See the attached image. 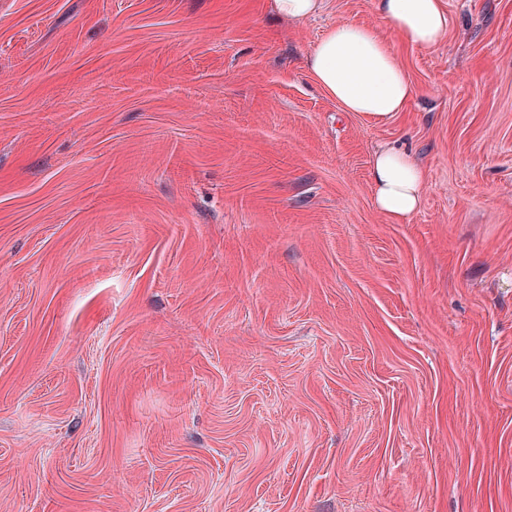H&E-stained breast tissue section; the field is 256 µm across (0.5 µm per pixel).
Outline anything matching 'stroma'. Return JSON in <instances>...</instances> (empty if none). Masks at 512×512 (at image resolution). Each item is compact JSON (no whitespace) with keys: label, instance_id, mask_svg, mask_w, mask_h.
<instances>
[{"label":"stroma","instance_id":"stroma-1","mask_svg":"<svg viewBox=\"0 0 512 512\" xmlns=\"http://www.w3.org/2000/svg\"><path fill=\"white\" fill-rule=\"evenodd\" d=\"M442 4L0 0V512H512V0ZM340 22L396 117L309 73ZM320 0H275V9L289 19L301 21L317 11ZM375 7L410 44L431 47L445 36L448 18L440 0H375ZM315 81L344 108L382 120L401 112L416 88L384 40L370 28L330 29L308 57ZM370 179L375 207L392 223L407 221L419 209L425 175L403 148L389 145L377 151Z\"/></svg>","mask_w":512,"mask_h":512}]
</instances>
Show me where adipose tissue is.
<instances>
[{
  "mask_svg": "<svg viewBox=\"0 0 512 512\" xmlns=\"http://www.w3.org/2000/svg\"><path fill=\"white\" fill-rule=\"evenodd\" d=\"M375 7L403 38L431 47L444 37L448 18L441 0H375ZM315 81L344 108L382 120L403 110L416 88L375 30L343 23L330 29L307 60ZM376 209L392 223L407 221L419 208L423 170L398 146H385L371 163Z\"/></svg>",
  "mask_w": 512,
  "mask_h": 512,
  "instance_id": "adipose-tissue-1",
  "label": "adipose tissue"
}]
</instances>
